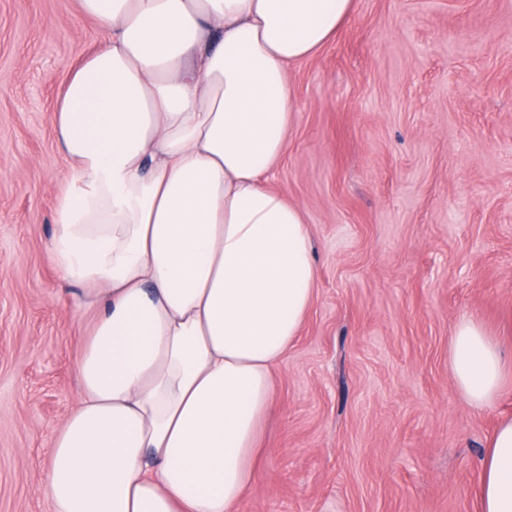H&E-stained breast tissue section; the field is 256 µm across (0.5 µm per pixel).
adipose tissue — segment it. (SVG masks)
I'll return each mask as SVG.
<instances>
[{
	"mask_svg": "<svg viewBox=\"0 0 512 512\" xmlns=\"http://www.w3.org/2000/svg\"><path fill=\"white\" fill-rule=\"evenodd\" d=\"M354 0H81L101 45L68 73L53 131L71 177L48 260L89 313L79 401L52 440L50 512H242L317 267L270 175L298 110L290 68ZM450 364L468 403L512 379L476 320ZM478 512H512V419Z\"/></svg>",
	"mask_w": 512,
	"mask_h": 512,
	"instance_id": "adipose-tissue-1",
	"label": "adipose tissue"
}]
</instances>
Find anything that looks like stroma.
<instances>
[{"mask_svg": "<svg viewBox=\"0 0 512 512\" xmlns=\"http://www.w3.org/2000/svg\"><path fill=\"white\" fill-rule=\"evenodd\" d=\"M101 40L79 0H0V512H50L39 480L77 404L52 115ZM290 75L272 185L304 210L317 288L242 512H477L512 382L470 407L450 350L474 318L512 359V0H356Z\"/></svg>", "mask_w": 512, "mask_h": 512, "instance_id": "35a3bbf8", "label": "stroma"}]
</instances>
